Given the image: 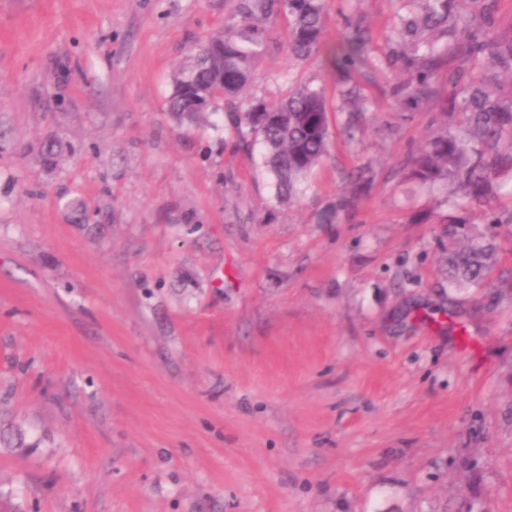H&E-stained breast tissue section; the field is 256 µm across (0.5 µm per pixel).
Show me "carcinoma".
<instances>
[{"mask_svg":"<svg viewBox=\"0 0 512 512\" xmlns=\"http://www.w3.org/2000/svg\"><path fill=\"white\" fill-rule=\"evenodd\" d=\"M421 12L401 19L395 37L408 48L407 78L396 94L407 109L426 105L442 116L424 144L405 161L412 182L443 186L447 198L432 210L448 225V287L489 282L493 244H462L470 215L480 210L490 224H512V34L490 35L488 11L472 15L458 42L448 27L451 0H422ZM285 21L284 45L297 61L320 59L336 71V111L356 125L366 111L352 73L372 67V34L349 19L330 38L325 0H232L217 29L193 48L173 76L167 111L189 127L207 112L223 110L239 143L261 145L264 166L280 203H290L327 155L330 146L324 88L294 83L277 102L249 94L257 63L273 43V28ZM456 65L448 68V59Z\"/></svg>","mask_w":512,"mask_h":512,"instance_id":"carcinoma-1","label":"carcinoma"}]
</instances>
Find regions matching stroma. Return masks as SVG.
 Wrapping results in <instances>:
<instances>
[{
    "instance_id": "obj_1",
    "label": "stroma",
    "mask_w": 512,
    "mask_h": 512,
    "mask_svg": "<svg viewBox=\"0 0 512 512\" xmlns=\"http://www.w3.org/2000/svg\"><path fill=\"white\" fill-rule=\"evenodd\" d=\"M399 8L326 0L328 29L381 39ZM230 9L0 0V420L28 443L0 447V491L13 512H512V224L490 285L449 287L446 227L399 171L435 114L400 105V67L364 82L355 135L330 112L277 203L224 113L166 112ZM258 75L271 99L336 88L281 46Z\"/></svg>"
}]
</instances>
